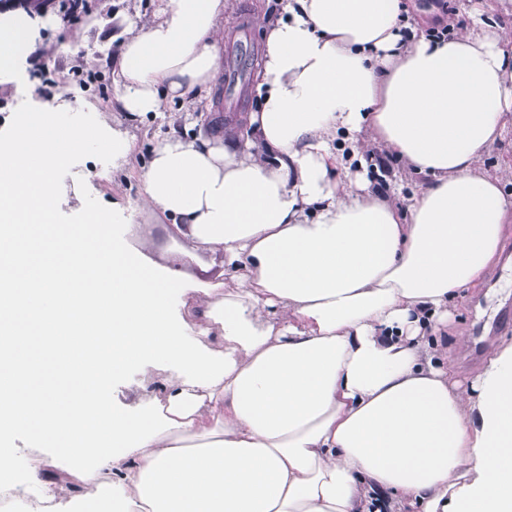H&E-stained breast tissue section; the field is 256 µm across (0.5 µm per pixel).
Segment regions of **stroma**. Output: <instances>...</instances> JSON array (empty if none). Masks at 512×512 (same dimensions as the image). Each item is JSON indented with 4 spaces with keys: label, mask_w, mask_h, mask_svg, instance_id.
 <instances>
[{
    "label": "stroma",
    "mask_w": 512,
    "mask_h": 512,
    "mask_svg": "<svg viewBox=\"0 0 512 512\" xmlns=\"http://www.w3.org/2000/svg\"><path fill=\"white\" fill-rule=\"evenodd\" d=\"M89 8L77 19L64 23L56 14L43 18L38 31L40 66L24 63L14 81L0 87V131L11 128L19 113L55 104L63 94L66 104L82 103L106 113L113 129L132 142L130 162L116 168L111 161L87 153L78 156L60 173V215L64 222H76L87 208L111 210L113 201L136 205L140 192L139 169L148 161L156 141L169 128L170 121L190 129L200 125L223 126L234 113L248 114L256 105L253 85H246L239 99L226 103L222 86H215L209 109L201 111L192 103L173 100L160 117L146 116L128 121L113 106L114 85L109 66L120 42L136 31L145 19L158 13L163 0H88ZM282 0H229V16L224 26L225 46H238L240 55L262 53L263 31L268 20L278 18ZM81 32L83 45L73 48L72 32ZM158 237L151 258L158 266L178 261L190 275L217 282L218 271L211 268V257L200 251L180 255V236L170 219L158 212H140L133 223L118 224L114 232L128 254H135L140 237L146 232ZM512 305V261L501 258L486 271L479 285L466 289L452 307L454 318L441 342L455 360L459 380H467L481 368V361L465 357L476 340L478 318L493 319L504 305ZM162 370L149 365H134L108 379L104 394L113 405L137 413L143 408L142 394L161 382Z\"/></svg>",
    "instance_id": "obj_1"
}]
</instances>
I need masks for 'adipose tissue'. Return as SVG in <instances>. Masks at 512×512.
I'll return each instance as SVG.
<instances>
[{
	"label": "adipose tissue",
	"instance_id": "adipose-tissue-1",
	"mask_svg": "<svg viewBox=\"0 0 512 512\" xmlns=\"http://www.w3.org/2000/svg\"><path fill=\"white\" fill-rule=\"evenodd\" d=\"M228 0H168L112 69L128 119L209 101ZM446 38L406 0H285L264 31L249 136L169 128L137 208L59 220V170L126 159L98 113H22L0 137V491L64 495L78 512H512V340L469 384L440 338L449 306L497 257L512 194L482 159L512 128V31L484 10ZM37 19L0 14V85ZM386 151L427 181L370 189ZM158 211L233 287L156 268L110 236ZM196 304L194 321L177 308ZM35 347L53 368L30 383ZM167 376L139 414L102 393L143 362ZM59 449L64 475L7 448Z\"/></svg>",
	"mask_w": 512,
	"mask_h": 512
}]
</instances>
